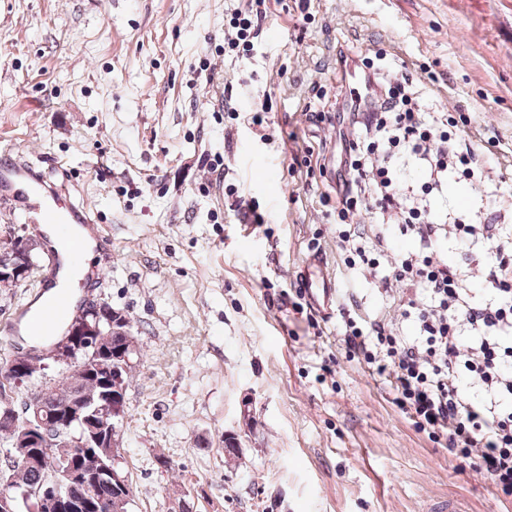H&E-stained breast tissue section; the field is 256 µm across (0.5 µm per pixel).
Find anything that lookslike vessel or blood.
<instances>
[{"instance_id":"b4317fda","label":"vessel or blood","mask_w":512,"mask_h":512,"mask_svg":"<svg viewBox=\"0 0 512 512\" xmlns=\"http://www.w3.org/2000/svg\"><path fill=\"white\" fill-rule=\"evenodd\" d=\"M338 76L345 83L343 98L348 110L371 111L375 88L372 75L362 71L358 61L350 57L339 63ZM10 194L25 196L28 202L26 223L64 224L76 229V238L71 245L72 257H79L82 245L91 241L104 250H111V238L92 218L90 210L78 202L61 205L56 190L44 177L36 174L34 164L18 161L13 148L7 145L0 148V198ZM301 274L315 309H327L335 304L336 283L324 255L310 254L303 263ZM68 311L66 299L58 298L43 309L34 324L35 331L60 323Z\"/></svg>"}]
</instances>
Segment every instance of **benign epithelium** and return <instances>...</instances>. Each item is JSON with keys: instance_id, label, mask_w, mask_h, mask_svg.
<instances>
[{"instance_id": "obj_1", "label": "benign epithelium", "mask_w": 512, "mask_h": 512, "mask_svg": "<svg viewBox=\"0 0 512 512\" xmlns=\"http://www.w3.org/2000/svg\"><path fill=\"white\" fill-rule=\"evenodd\" d=\"M39 239L20 236L12 231L0 234V289L18 288L36 264ZM91 336H112L116 346L112 355L98 361V366L112 373L114 389H119V368L126 367L138 353L137 339L125 325L121 312L103 300L87 302L75 315L60 340L49 347L16 351L0 359V384L15 385L25 392L22 412L13 409L0 413L12 421L10 445L14 448L12 467L25 469L40 466L55 475L52 490L39 500L46 512H65L72 507L74 497L85 486V476L73 464L61 467L54 457L34 453V448H46L58 442L67 449L71 459L93 454L98 448L122 447V429L126 421V400L116 396L112 413L99 420L83 414V406L65 400L53 411H44L38 389L29 386L33 380L46 385L49 372L57 365L72 363L71 347Z\"/></svg>"}]
</instances>
